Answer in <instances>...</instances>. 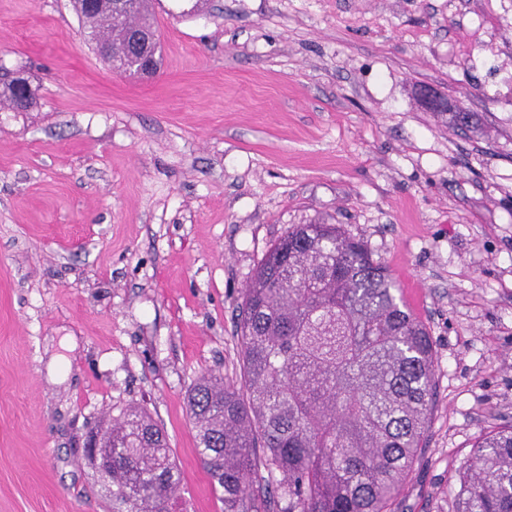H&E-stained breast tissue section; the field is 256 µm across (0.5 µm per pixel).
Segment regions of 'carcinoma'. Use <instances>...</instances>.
<instances>
[{
  "label": "carcinoma",
  "instance_id": "carcinoma-1",
  "mask_svg": "<svg viewBox=\"0 0 512 512\" xmlns=\"http://www.w3.org/2000/svg\"><path fill=\"white\" fill-rule=\"evenodd\" d=\"M150 2L78 12L85 33L130 73L136 37L159 65ZM34 104L14 81L0 85L1 109ZM398 293L337 224H296L269 248L238 306L243 386L204 374L187 396L224 512H261V465L281 512H394L435 402L432 336ZM91 433L112 452V471L96 469L112 486V512H177L178 467L148 412L128 406ZM457 498L459 512H512V427L479 440Z\"/></svg>",
  "mask_w": 512,
  "mask_h": 512
}]
</instances>
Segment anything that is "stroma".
<instances>
[{
	"label": "stroma",
	"instance_id": "stroma-1",
	"mask_svg": "<svg viewBox=\"0 0 512 512\" xmlns=\"http://www.w3.org/2000/svg\"><path fill=\"white\" fill-rule=\"evenodd\" d=\"M195 2L155 0L159 69L137 79L71 0H0V79L25 69L39 97L0 110V512H112L84 446L131 404L167 433L181 512H224L186 394L239 380L244 290L315 222L363 242L433 337L396 512H457L476 441L512 426V0Z\"/></svg>",
	"mask_w": 512,
	"mask_h": 512
}]
</instances>
